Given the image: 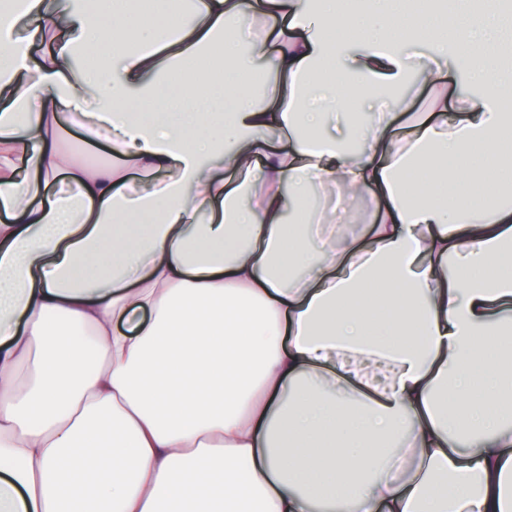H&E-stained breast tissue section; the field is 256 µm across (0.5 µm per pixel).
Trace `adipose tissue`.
Returning a JSON list of instances; mask_svg holds the SVG:
<instances>
[{"label": "adipose tissue", "mask_w": 512, "mask_h": 512, "mask_svg": "<svg viewBox=\"0 0 512 512\" xmlns=\"http://www.w3.org/2000/svg\"><path fill=\"white\" fill-rule=\"evenodd\" d=\"M182 3L0 17V512H512V11Z\"/></svg>", "instance_id": "1"}]
</instances>
